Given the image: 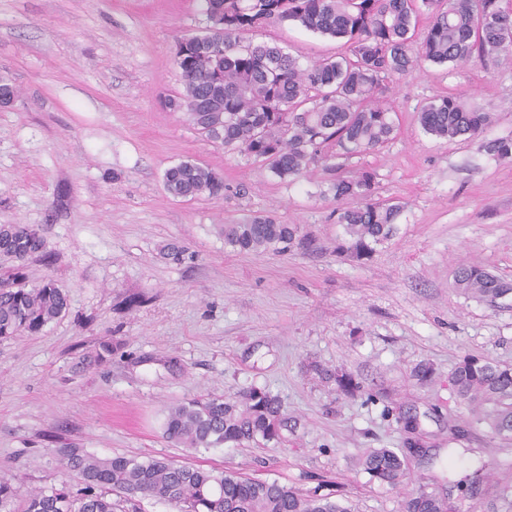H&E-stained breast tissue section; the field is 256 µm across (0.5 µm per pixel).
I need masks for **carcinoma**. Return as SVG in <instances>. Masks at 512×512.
I'll use <instances>...</instances> for the list:
<instances>
[{
	"mask_svg": "<svg viewBox=\"0 0 512 512\" xmlns=\"http://www.w3.org/2000/svg\"><path fill=\"white\" fill-rule=\"evenodd\" d=\"M210 26L176 44L175 63L183 92L165 100L184 109L208 140L262 163L281 180L308 176L320 165L327 192L343 206L336 223L345 239L339 249L369 257L396 233L403 206L376 197V175L368 169L348 174L330 163L375 151L392 139V108L382 98L385 82L420 61L455 66L471 62L499 65L512 58V3L509 0H207ZM431 11L419 32L421 8ZM297 23L323 36L341 39L347 52L303 67L277 44L244 41L243 35L271 24ZM422 130L452 141L475 137L494 122V113L450 94L419 112ZM499 158H512V138L487 143ZM164 185L177 198L223 195L218 173L192 160L164 172ZM307 239L296 224L254 216L224 225V245L255 253L284 252ZM0 257L17 262L0 280V338L38 334L68 309V300L51 282L28 288L24 262L50 260L45 242L27 224H0ZM453 288L490 304L512 294V281L484 265L459 264ZM102 341L83 354L76 368L99 365L112 355ZM456 397L472 418L502 438L512 436V368L466 358L449 377ZM164 436L177 447L218 448L260 439L279 441L288 430L281 400L252 387L234 398L202 395L167 411ZM63 467L83 487L23 491L0 483V512H117L107 497L114 491L135 504L143 498L167 502L178 512H349L324 495H305L277 480L247 479L233 471L214 473L162 458L140 460L102 456L81 448H62ZM372 478L393 489L408 479L403 455L375 448L362 460ZM403 512H451L444 499L425 491L409 493Z\"/></svg>",
	"mask_w": 512,
	"mask_h": 512,
	"instance_id": "cac0c4a2",
	"label": "carcinoma"
}]
</instances>
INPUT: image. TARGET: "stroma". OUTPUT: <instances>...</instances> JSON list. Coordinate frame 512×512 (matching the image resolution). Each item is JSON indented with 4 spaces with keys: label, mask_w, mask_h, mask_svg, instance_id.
I'll return each instance as SVG.
<instances>
[{
    "label": "stroma",
    "mask_w": 512,
    "mask_h": 512,
    "mask_svg": "<svg viewBox=\"0 0 512 512\" xmlns=\"http://www.w3.org/2000/svg\"><path fill=\"white\" fill-rule=\"evenodd\" d=\"M204 0H0V224L38 228L50 261L26 263L28 285L53 280L68 311L40 334L0 340V482L23 490L65 479L59 449L167 458L208 471L277 480L351 512H402L404 494L360 459L404 448L412 490L457 512H512V440L473 421L448 377L464 358L512 367V297L489 304L452 290L458 263L512 280V159L485 150L512 137V62H419L387 81L398 127L381 151L344 162L377 174L402 202L395 236L369 258L344 238L324 174L286 182L228 153L165 98L183 90L177 40L207 26ZM301 65L344 53L342 41L294 23L249 33ZM459 94L496 115L484 136L443 141L418 114ZM191 159L224 179L214 199L175 198L165 170ZM269 214L309 243L238 252L226 224ZM185 249L181 262L167 244ZM112 340L111 358L76 371ZM432 375L419 381L415 366ZM349 374L355 395L336 383ZM251 387L279 396L283 442L189 449L163 436L168 407ZM481 495L462 482L475 469Z\"/></svg>",
    "instance_id": "stroma-1"
}]
</instances>
